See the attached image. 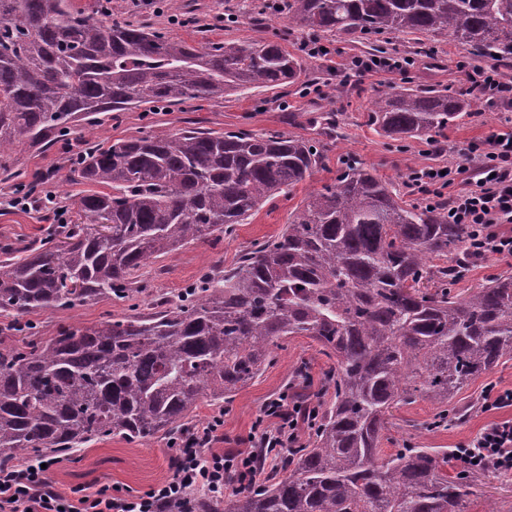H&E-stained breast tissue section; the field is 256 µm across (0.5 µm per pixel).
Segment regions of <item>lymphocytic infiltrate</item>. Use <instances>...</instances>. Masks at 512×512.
Returning <instances> with one entry per match:
<instances>
[{
  "label": "lymphocytic infiltrate",
  "mask_w": 512,
  "mask_h": 512,
  "mask_svg": "<svg viewBox=\"0 0 512 512\" xmlns=\"http://www.w3.org/2000/svg\"><path fill=\"white\" fill-rule=\"evenodd\" d=\"M468 163L445 168L410 169L408 181L428 203L448 205V221L467 225L470 252L466 266L491 255L512 257V130L490 132L470 143ZM512 388L486 385L479 400L481 413L492 419L473 438L461 443L449 460L459 475L512 474ZM314 405L299 402L292 391L266 402L254 430L261 447L292 453L301 447V430L313 427ZM224 417L215 415L191 435L172 440V475L140 495L103 485L71 499L62 495L40 462L0 465V512H190V503L206 498L220 504L230 482L257 486L261 469L253 452L215 450L223 438Z\"/></svg>",
  "instance_id": "1"
}]
</instances>
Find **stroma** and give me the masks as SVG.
Instances as JSON below:
<instances>
[{"label":"stroma","instance_id":"obj_1","mask_svg":"<svg viewBox=\"0 0 512 512\" xmlns=\"http://www.w3.org/2000/svg\"><path fill=\"white\" fill-rule=\"evenodd\" d=\"M264 0H168L164 12L136 4L135 0H112L114 18L146 24L167 39L191 44L224 40L264 41L284 38L292 54H300L301 45L310 40L309 31L289 29L288 21L267 15L263 23L252 20L251 6ZM178 23H171V16ZM320 40L330 50L327 58H312L307 71L296 83L251 95L229 94L220 98L194 100L166 107H138L104 117L93 134L94 139L107 140L137 137L146 133L177 132L195 127L206 132L252 130L285 132L304 138L316 135L314 118L336 113V136L330 141L321 169L299 183L290 196H281L264 205L249 223L236 225L231 235L218 244L199 242L149 261L140 272L139 290L129 299L118 301L103 297L74 309H55L36 316L39 336H54L59 326H91L106 318H118L133 311L145 310L157 297H175L193 282L204 269L216 264L232 265L238 255L254 244L278 235L288 222V215L312 192L332 182L343 161L362 163L382 180L403 194L407 202H418L419 196L407 185V174L413 166L460 165L463 149L471 141L502 128L507 113L472 101L469 113L450 126L440 142L442 153L429 152L424 141H395L377 128L367 125L366 117L372 101L379 95L417 84H431L449 93L465 91L467 83L461 66L473 67L480 60L467 46L446 36H438L417 44L405 35L387 34L378 42L352 41L331 34ZM384 56L411 57L415 65L408 73H365L345 81L332 73L333 64L353 57L369 58L375 52ZM319 83L323 95H304L306 86ZM83 146L81 132L67 139L51 142L19 153V168L26 181L42 182L55 192L66 206L69 218H76V201L83 185L71 179L72 155ZM16 189L15 182L0 181V245L16 247L44 238L53 225L52 218L39 208L17 210L7 204ZM331 365L312 339L296 336L275 348L271 362L255 380L218 404H199L194 412L195 426L204 425L211 416L223 414L225 445L250 449L252 424L265 401L275 398L287 386L306 387L310 397H317L326 387L325 373ZM435 413L426 399L393 409L390 416V440L384 453L410 443L422 448L449 451L471 438L488 422V415L471 412L461 423L428 429ZM44 460L57 488L71 494L77 488L97 489L100 485L118 486L132 494H141L171 476L172 467L167 438L148 442H128L108 436L68 456L45 455ZM475 494L470 512H512V479L493 475H477L472 479Z\"/></svg>","mask_w":512,"mask_h":512}]
</instances>
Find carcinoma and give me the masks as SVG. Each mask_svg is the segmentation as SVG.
<instances>
[{"instance_id": "carcinoma-1", "label": "carcinoma", "mask_w": 512, "mask_h": 512, "mask_svg": "<svg viewBox=\"0 0 512 512\" xmlns=\"http://www.w3.org/2000/svg\"><path fill=\"white\" fill-rule=\"evenodd\" d=\"M280 13L351 39L449 35L512 61V0H281ZM304 72L278 40L196 46L94 19L72 0H0V174L17 178L9 161L20 148L92 130L105 112L272 89ZM468 108L461 94L415 86L378 97L367 118L393 140L433 142ZM323 158L313 141L279 132L84 141L74 181L101 190L79 198L81 221L21 251L0 247V316L22 336L0 350V464L111 435L180 436L200 402L229 397L281 341L307 336L334 360L312 446L286 458L281 477L233 493L224 512H469L474 491L448 477V453L405 445L385 459L382 442L390 410L421 397L436 405L429 428L467 419L456 395L512 360V273L451 294L468 229L364 166L345 163L279 235L203 272L178 303L36 338L30 316L128 298L150 259L219 241Z\"/></svg>"}]
</instances>
